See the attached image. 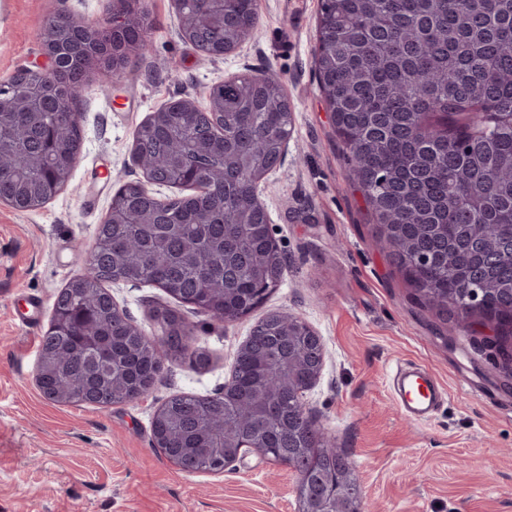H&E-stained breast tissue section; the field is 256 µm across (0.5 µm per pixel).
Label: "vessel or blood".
Wrapping results in <instances>:
<instances>
[{"label":"vessel or blood","mask_w":512,"mask_h":512,"mask_svg":"<svg viewBox=\"0 0 512 512\" xmlns=\"http://www.w3.org/2000/svg\"><path fill=\"white\" fill-rule=\"evenodd\" d=\"M395 399L399 409L408 418L427 421L445 402L446 394L430 370L414 365L399 377Z\"/></svg>","instance_id":"1"}]
</instances>
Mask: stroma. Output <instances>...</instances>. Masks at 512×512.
<instances>
[{
  "instance_id": "1",
  "label": "stroma",
  "mask_w": 512,
  "mask_h": 512,
  "mask_svg": "<svg viewBox=\"0 0 512 512\" xmlns=\"http://www.w3.org/2000/svg\"><path fill=\"white\" fill-rule=\"evenodd\" d=\"M320 4L259 0L253 33L211 61L178 35L173 0H145L149 54L118 84L91 78L79 90L82 147L68 185L33 211L0 204V512H293L284 465L249 453L218 474H185L151 442L154 411L177 394L222 390L238 347L276 311L323 340L308 408L351 454L373 512H512V364L492 330L421 304L377 244L314 71ZM111 8L112 0H0V78L43 63L38 28L48 17L101 21ZM253 68L279 74L294 117L284 162L259 185L288 261L282 283L226 325L178 304L209 354L206 367L166 361L146 395L105 408L46 400L34 374L54 297L84 273L113 195L142 176L137 127L179 94L206 107L212 85ZM107 288L134 325L155 332L151 310L170 301L162 289ZM33 297L42 301L36 324L20 327ZM413 362L448 393L426 424L404 417L393 395L398 368Z\"/></svg>"
}]
</instances>
